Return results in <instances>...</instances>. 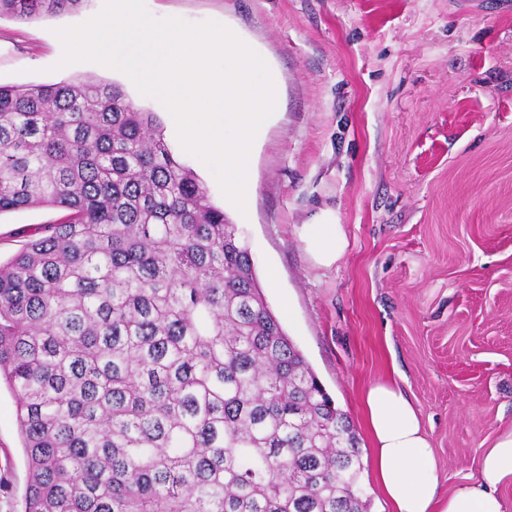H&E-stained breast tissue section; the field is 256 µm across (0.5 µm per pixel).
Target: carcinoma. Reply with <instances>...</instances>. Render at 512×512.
Masks as SVG:
<instances>
[{
  "mask_svg": "<svg viewBox=\"0 0 512 512\" xmlns=\"http://www.w3.org/2000/svg\"><path fill=\"white\" fill-rule=\"evenodd\" d=\"M40 206L64 216L0 264L24 512H368L353 426L153 113L112 83L0 84V214Z\"/></svg>",
  "mask_w": 512,
  "mask_h": 512,
  "instance_id": "1",
  "label": "carcinoma"
}]
</instances>
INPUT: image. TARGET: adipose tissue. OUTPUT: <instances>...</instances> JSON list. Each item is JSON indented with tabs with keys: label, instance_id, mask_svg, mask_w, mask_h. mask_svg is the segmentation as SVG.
<instances>
[{
	"label": "adipose tissue",
	"instance_id": "obj_1",
	"mask_svg": "<svg viewBox=\"0 0 512 512\" xmlns=\"http://www.w3.org/2000/svg\"><path fill=\"white\" fill-rule=\"evenodd\" d=\"M302 239L316 265L331 267L346 247L334 214L304 225ZM373 466L393 512H512L502 490L512 485V430L484 450L481 481L440 491L437 462L418 413L403 391L388 380L370 385L363 396Z\"/></svg>",
	"mask_w": 512,
	"mask_h": 512
}]
</instances>
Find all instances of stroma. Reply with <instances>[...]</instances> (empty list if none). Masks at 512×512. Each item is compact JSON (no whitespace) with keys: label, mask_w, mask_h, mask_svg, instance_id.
Wrapping results in <instances>:
<instances>
[{"label":"stroma","mask_w":512,"mask_h":512,"mask_svg":"<svg viewBox=\"0 0 512 512\" xmlns=\"http://www.w3.org/2000/svg\"><path fill=\"white\" fill-rule=\"evenodd\" d=\"M0 18V84L63 78L55 29L96 15ZM156 18L235 28L276 75L278 110L254 141L246 212L169 140L245 233L262 292L349 417L369 512H392L374 478L362 393L394 380L412 401L443 492L477 481L512 430V0H146ZM335 212L347 247L314 264L300 234ZM59 210L0 215V260ZM27 466L11 392L0 388V512H21Z\"/></svg>","instance_id":"stroma-1"}]
</instances>
